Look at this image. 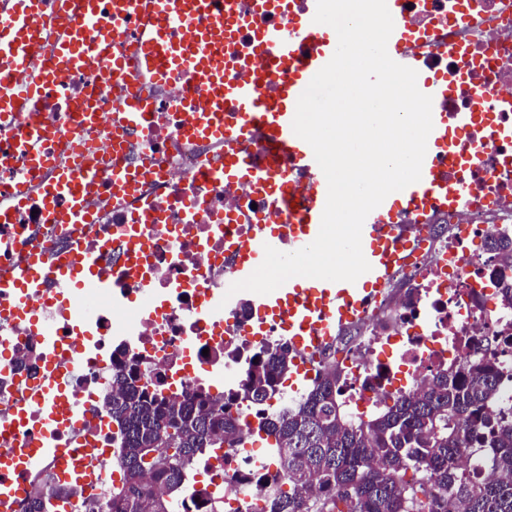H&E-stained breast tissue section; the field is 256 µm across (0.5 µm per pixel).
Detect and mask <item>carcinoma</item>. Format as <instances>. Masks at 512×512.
I'll use <instances>...</instances> for the list:
<instances>
[{
    "label": "carcinoma",
    "instance_id": "1",
    "mask_svg": "<svg viewBox=\"0 0 512 512\" xmlns=\"http://www.w3.org/2000/svg\"><path fill=\"white\" fill-rule=\"evenodd\" d=\"M501 302L512 306V277L500 270ZM285 344L257 349L245 382L213 402L200 390L168 397L143 379L132 358L115 361L118 386L105 396L120 440L121 485L97 512H173L175 493L203 454L237 448L251 437L233 408L260 411L281 394L293 369ZM503 375L481 352L439 370L420 391L398 395L372 417L354 419L342 409V387L332 364L295 404L262 415L257 431L274 439L275 489L259 512H512V412L490 411ZM170 455L157 454L164 439ZM488 449L482 478L468 471L462 449ZM437 488L427 496L424 482ZM31 498L23 512H60L75 492L59 484Z\"/></svg>",
    "mask_w": 512,
    "mask_h": 512
}]
</instances>
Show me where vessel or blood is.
<instances>
[{
  "mask_svg": "<svg viewBox=\"0 0 512 512\" xmlns=\"http://www.w3.org/2000/svg\"><path fill=\"white\" fill-rule=\"evenodd\" d=\"M386 4L396 21L387 42L388 54L397 63L417 69L418 59L408 49L413 37L400 22L404 0H386ZM42 12V0H11L8 6L0 7V113H9L11 122L19 123L21 116L36 105L44 82L52 80L59 69H81L91 55L110 59L113 74L126 76L124 61L111 57L110 50L117 33H128L140 67L155 81L168 84L184 79L203 91L205 105L196 112L188 134L222 138L233 146L252 132L262 135L259 161H251L244 152L229 155L224 177L231 180L243 174L253 182L272 185L273 202L287 218L281 224L258 225L251 238L235 246L236 279L247 278L258 267L265 246L284 245L293 252L317 237L327 200V181L310 145L295 135L292 121L300 95L336 50V35L328 25L302 20L289 26L258 28L259 52L288 68L277 100L270 102L260 93L261 82L270 74L253 69L248 58L238 62L246 72L243 79L229 82L224 78L226 49L239 22L237 0H73L71 20L57 40L54 59L47 63L42 62L40 53ZM105 12L110 13L112 25L91 28V21ZM150 110L145 99L128 95L121 120L132 126L142 125ZM432 120L420 181L387 196L364 222L362 251L370 271L352 283L316 279L307 288L291 279L267 294L266 307L282 315L295 353H315L330 343L347 323L362 314L401 264L413 243L390 225L395 210H419L447 196L456 201L468 197L465 185L451 191L443 187L435 160L457 158L458 144L445 132L448 118L444 113L433 112ZM283 152L288 155L289 170L307 171L315 177L305 205H295L288 170L279 167L278 156ZM97 177L93 168L79 174L62 171L48 186L49 197L54 201L66 197L67 217L88 220L83 187ZM56 453V448L44 443L5 458L4 463L23 470L34 465L36 456Z\"/></svg>",
  "mask_w": 512,
  "mask_h": 512,
  "instance_id": "b4317fda",
  "label": "vessel or blood"
}]
</instances>
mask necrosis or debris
I'll return each instance as SVG.
<instances>
[{"instance_id":"obj_1","label":"necrosis or debris","mask_w":512,"mask_h":512,"mask_svg":"<svg viewBox=\"0 0 512 512\" xmlns=\"http://www.w3.org/2000/svg\"><path fill=\"white\" fill-rule=\"evenodd\" d=\"M407 2L408 32L428 31L437 41L429 48L413 44V51L423 70L448 80L450 94L436 106L450 116L471 113L458 140L481 160L442 166L448 186H469L465 202L397 213L398 233L415 239L407 261L348 327L350 342L304 359L311 383L335 363L342 402L355 418L377 413L387 397L414 392L478 349L504 376L494 409L512 407V343L503 341L512 334V307L501 303L492 280L501 259L483 250L490 239L512 237V0ZM306 9L307 0H288L285 12L252 17L238 27L232 52L252 51L256 27L289 24ZM448 41L462 43L463 53L448 55L441 48ZM126 86L96 58L81 71H62L25 117L46 131L44 167L33 176L25 152L0 155V207L15 205L19 176L31 178L25 203L15 205L11 222L0 223V423H13L0 438V455L41 438L37 390L53 369L66 368L60 389L79 421L59 428L58 445L74 451L67 485L83 512H93L118 471L104 401L118 352L134 358L164 395L180 397L212 389L217 379L225 390L237 388L256 348L288 341L280 318L262 316V295L242 291L230 307L220 306L234 281V245L252 224L283 221V210L254 182L198 177L203 165L223 170L226 152L224 143L182 133L204 100L198 89L180 81L146 85L154 113L145 138L114 119ZM85 101L98 121L83 129L79 153L70 133ZM83 162L100 170L87 187L91 223H49L45 185ZM120 168L131 171L133 190L111 182ZM36 246L49 263L73 251L96 255L99 263L65 289L49 279L38 288L13 287ZM19 407L25 417L17 421ZM272 471L268 457L248 447L225 449L220 465L200 458L187 476L192 496L178 500L175 512H255Z\"/></svg>"}]
</instances>
